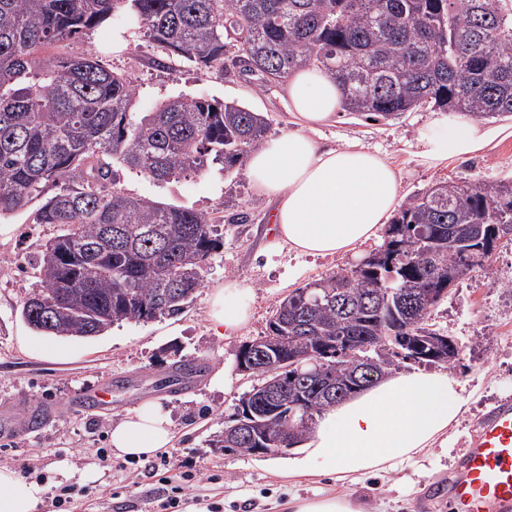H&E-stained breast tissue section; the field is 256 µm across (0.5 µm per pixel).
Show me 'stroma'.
Returning <instances> with one entry per match:
<instances>
[{
	"mask_svg": "<svg viewBox=\"0 0 512 512\" xmlns=\"http://www.w3.org/2000/svg\"><path fill=\"white\" fill-rule=\"evenodd\" d=\"M68 50L93 52L101 65L124 75L138 90L137 111H152L180 95H204L262 114L269 125L268 139L289 128L282 84L261 85L235 70L220 74L186 62L168 64L165 50L144 34L131 33L122 17L87 31ZM431 117L428 107L380 121L342 112L313 137L328 145L358 142L378 149L399 170L406 197L448 179L476 183L512 177L511 117L489 120L495 136L481 154L464 160L452 157L428 168L419 164L413 142ZM116 186L131 195L200 212L229 206L246 214L247 221L218 224L224 246L208 260L203 286L181 315L122 322L92 339L65 340L36 333L21 315L27 293L40 284L34 270L40 247L57 235V226L34 223L39 207L35 201L0 217V400L12 396L16 408L40 405L49 414L40 431L0 437V467L19 472L24 465H35L46 488L38 512L53 510L52 495L59 486L55 469L62 461L93 474L82 481L84 494L77 497L73 512H158L157 500L165 491L159 477L132 464L117 471L120 457L104 463L98 455L108 445L113 421L148 400L170 412L175 471L195 477L199 500L188 503L187 512H289L290 498L314 499L335 492L352 495L379 512H452L448 483L459 473L475 422L512 394V235L498 241L489 268L470 271L430 313L432 327L453 337L462 350L449 373L458 381L465 405L448 429L447 448H433L356 484L330 476L290 482L263 470L257 457H228L210 445L244 394L261 382L238 371L237 354L242 345L266 334L282 298L384 249L386 232L343 256H303L285 246L269 248L271 205L254 191L242 167L227 172L212 164L162 184L121 167ZM231 279L252 283L248 302L253 317L239 331L219 337L207 319L208 297L212 288ZM186 358L204 363L209 372L227 368L231 383L212 389L201 376L179 391L161 386L163 373ZM107 381L113 384L111 405L94 417L82 413L81 395Z\"/></svg>",
	"mask_w": 512,
	"mask_h": 512,
	"instance_id": "35a3bbf8",
	"label": "stroma"
}]
</instances>
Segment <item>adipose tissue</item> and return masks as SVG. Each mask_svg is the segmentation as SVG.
Returning a JSON list of instances; mask_svg holds the SVG:
<instances>
[{
    "mask_svg": "<svg viewBox=\"0 0 512 512\" xmlns=\"http://www.w3.org/2000/svg\"><path fill=\"white\" fill-rule=\"evenodd\" d=\"M284 91L293 130L252 152L246 172L254 189L272 204L269 222L279 242L304 255L341 256L375 238L401 201V178L378 151L361 144L323 147L310 133L334 121L342 94L318 68L292 73ZM491 132L464 117H439L417 132L416 155L426 167L448 157L483 151ZM251 286L226 281L209 294L208 320L216 335L246 326ZM463 411L456 380L447 372H400L378 380L318 417L306 441L288 458L270 462L278 477L355 481L393 469L448 440ZM175 439L167 411L147 401L112 424L110 444L119 457L151 456ZM44 487L0 468V512H36Z\"/></svg>",
    "mask_w": 512,
    "mask_h": 512,
    "instance_id": "adipose-tissue-1",
    "label": "adipose tissue"
}]
</instances>
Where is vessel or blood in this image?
I'll return each mask as SVG.
<instances>
[{"label": "vessel or blood", "instance_id": "b4317fda", "mask_svg": "<svg viewBox=\"0 0 512 512\" xmlns=\"http://www.w3.org/2000/svg\"><path fill=\"white\" fill-rule=\"evenodd\" d=\"M451 498L455 512H498L512 505L511 396L478 419Z\"/></svg>", "mask_w": 512, "mask_h": 512}]
</instances>
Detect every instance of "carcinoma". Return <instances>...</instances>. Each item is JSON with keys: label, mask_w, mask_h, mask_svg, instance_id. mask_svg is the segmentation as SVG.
<instances>
[{"label": "carcinoma", "mask_w": 512, "mask_h": 512, "mask_svg": "<svg viewBox=\"0 0 512 512\" xmlns=\"http://www.w3.org/2000/svg\"><path fill=\"white\" fill-rule=\"evenodd\" d=\"M113 16H125L171 56L206 69H237L262 84L310 66L327 70L343 108L388 120L432 106L475 119L512 115V0H0V215L42 203L36 224L60 233L42 245L41 287L22 315L44 336L91 339L123 321L181 315L202 287L210 256L224 246L217 218L132 196L115 187L114 166L170 182L221 162L228 171L266 141L267 122L236 102L178 96L136 112V88L89 53L57 49ZM247 32L231 50L228 29ZM474 224H496L487 243L512 232V178L446 181L406 199L384 249L311 281L280 301L260 340L280 362L269 384L249 342L239 355L263 382L242 398L212 445L252 455L229 433L249 409L276 398L300 402L293 421L259 417L267 447L296 444L314 418L338 403L330 389L368 374L379 380L409 352L411 336L439 332L437 302L420 281L474 267L448 243ZM407 287L384 283L391 270ZM402 340L386 348L387 332ZM373 344L368 355L337 341ZM320 363H310L308 352ZM321 369L322 386L307 372Z\"/></svg>", "instance_id": "carcinoma-1"}]
</instances>
